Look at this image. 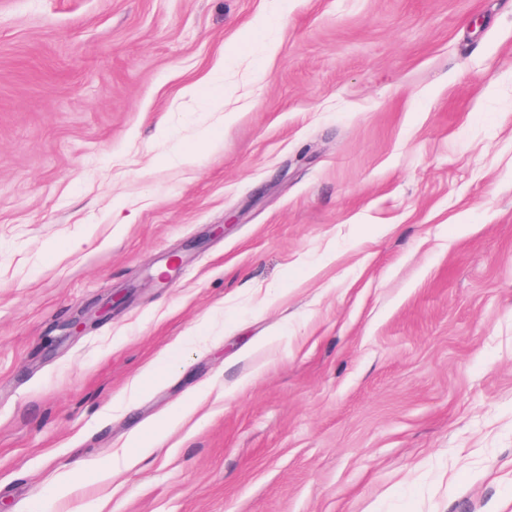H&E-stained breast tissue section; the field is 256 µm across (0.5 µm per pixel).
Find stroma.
<instances>
[{"label":"stroma","instance_id":"obj_1","mask_svg":"<svg viewBox=\"0 0 512 512\" xmlns=\"http://www.w3.org/2000/svg\"><path fill=\"white\" fill-rule=\"evenodd\" d=\"M279 2L0 0V512H512V0Z\"/></svg>","mask_w":512,"mask_h":512}]
</instances>
